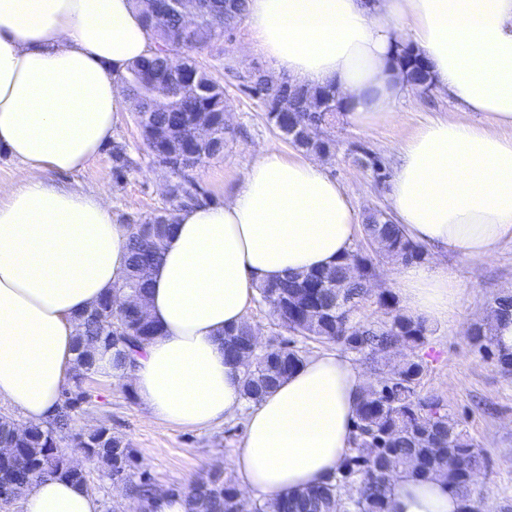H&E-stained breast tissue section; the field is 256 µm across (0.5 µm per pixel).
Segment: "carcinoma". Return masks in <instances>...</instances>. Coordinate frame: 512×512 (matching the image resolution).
I'll return each instance as SVG.
<instances>
[{"instance_id":"obj_1","label":"carcinoma","mask_w":512,"mask_h":512,"mask_svg":"<svg viewBox=\"0 0 512 512\" xmlns=\"http://www.w3.org/2000/svg\"><path fill=\"white\" fill-rule=\"evenodd\" d=\"M145 24L156 40V53L133 64L121 82L134 101L136 122L156 163L174 175L167 206L144 218L128 220V272L115 294L107 296L82 315L76 341V369L73 386L62 391L59 409L52 421L17 432L19 422L0 414V448L10 452L0 460V487L10 491L7 501L24 495L32 482L44 476L75 475L60 454L61 443L96 459L114 479L130 482L131 493L148 502L156 486L148 477L131 480L132 455L128 443L103 426L87 435H69V423L77 409L89 403L82 387L83 376L94 370L98 347L114 350L113 362H125L129 352L156 335V327L146 313L121 316L122 329L113 328L116 318L114 298L127 293L143 295L151 287V275L159 262L165 239L174 228V215L183 207L201 200L193 169L224 152L226 128L224 90L207 64L187 56L202 49L242 19L246 0H205L206 11L188 29L173 11L156 12L145 0H137ZM398 63L406 69L410 84L425 93L431 85L428 67L420 55L405 46ZM242 86L264 103L268 98L285 97L288 112L266 111L268 124L287 140L292 125L306 126L310 136L295 144L305 153L328 156L335 146L328 137L341 104L336 89L308 87L257 71L242 77ZM211 122V140L198 144L192 129L200 113ZM133 168L127 144L112 143V172L118 178ZM363 238H379L387 243L383 257L400 263L423 259L421 246L411 242L390 217L380 211L365 212L361 224ZM375 275V258L357 249L336 266L323 271L289 273L258 288L260 301L267 305L276 326L305 342L333 343L355 356L379 362L400 349L414 351L427 340L426 321L405 315L397 307L395 294L381 292L377 303L388 319L364 324L354 318L365 298L368 278ZM343 284V295L336 283ZM512 316V296L498 298L494 313L470 330V338L496 362L500 370L512 372V354L498 348L495 323ZM249 323L224 331V356L240 362L242 345L252 340ZM304 359L296 341L277 342L256 353L252 365L243 367L242 393L246 401L257 402L277 387ZM425 372L422 359L405 361L392 381L364 388L357 409L355 448L332 478L300 492L285 494L274 505L255 501L251 512H388V500L398 474L409 470L420 477H442L461 498L460 512H481L472 476L488 463L487 453L448 412L434 395L419 390ZM187 512H238L240 494L232 479L214 471L184 492Z\"/></svg>"}]
</instances>
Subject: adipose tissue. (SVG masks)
Segmentation results:
<instances>
[{
    "label": "adipose tissue",
    "instance_id": "adipose-tissue-1",
    "mask_svg": "<svg viewBox=\"0 0 512 512\" xmlns=\"http://www.w3.org/2000/svg\"><path fill=\"white\" fill-rule=\"evenodd\" d=\"M246 17L273 69L333 86L353 128L394 122L410 88L397 63L409 43L435 90L457 110L399 147L389 184L392 218L437 252L484 259L512 241V0H247ZM154 40L135 0H0V152L21 163L0 184V400L26 423L56 413L75 364L79 316L121 284L127 225L107 186L61 182L112 140L128 99L119 83ZM482 113L492 127L474 123ZM361 217L314 160L266 147L224 204L177 214L146 298L157 336L125 366L101 353L95 369L130 381L144 412L206 429L245 415L232 461L239 486L265 502L335 474L353 443L362 369L338 352L303 363L259 402L241 395L242 368L224 358V331L245 321L256 289L294 271L321 270L351 252ZM408 310L444 321L462 283L426 264L399 267ZM441 478L405 472L390 512H459ZM24 512H102L87 487L35 480Z\"/></svg>",
    "mask_w": 512,
    "mask_h": 512
}]
</instances>
